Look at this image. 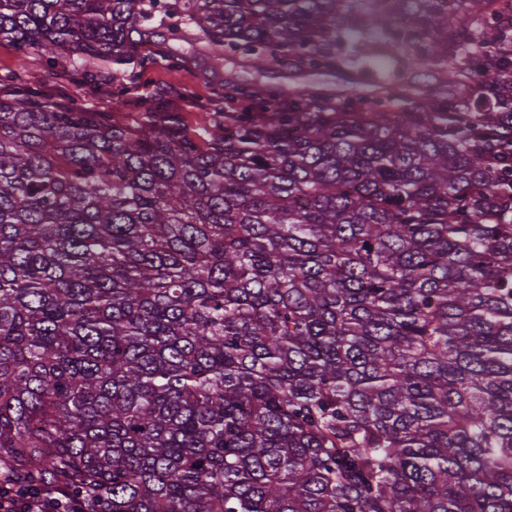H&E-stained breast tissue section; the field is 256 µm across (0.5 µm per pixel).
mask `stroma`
<instances>
[{
  "label": "stroma",
  "instance_id": "35a3bbf8",
  "mask_svg": "<svg viewBox=\"0 0 512 512\" xmlns=\"http://www.w3.org/2000/svg\"><path fill=\"white\" fill-rule=\"evenodd\" d=\"M140 50L154 54L158 62L133 83L125 70L115 69L107 61L91 59L76 68L65 58L49 61L44 50L32 48L23 54L12 43L0 41V86L28 88L95 111L142 112L158 88L171 85L180 91L174 100V111L199 113L208 108L210 82L205 74L202 62L205 50L200 42L178 41L164 30L141 45ZM173 51L182 54L185 60L177 69L169 68L164 61ZM217 73L243 85L259 81L288 92L314 83L330 93L341 92L347 86L340 74L316 78L285 67L259 72L227 63L218 67Z\"/></svg>",
  "mask_w": 512,
  "mask_h": 512
}]
</instances>
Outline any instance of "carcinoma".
I'll return each instance as SVG.
<instances>
[{
  "label": "carcinoma",
  "mask_w": 512,
  "mask_h": 512,
  "mask_svg": "<svg viewBox=\"0 0 512 512\" xmlns=\"http://www.w3.org/2000/svg\"><path fill=\"white\" fill-rule=\"evenodd\" d=\"M0 0V41L257 71L189 122L0 89V471L85 512H512V14ZM479 79L483 109L465 91ZM223 78H231L239 84H251L254 81L277 86L287 93L294 90H303L311 84L319 83L326 92L339 93L346 89L347 82L341 74L336 76H310L289 70L287 67H274L266 71L257 72L246 66H233L224 62V66L213 69Z\"/></svg>",
  "instance_id": "cac0c4a2"
}]
</instances>
